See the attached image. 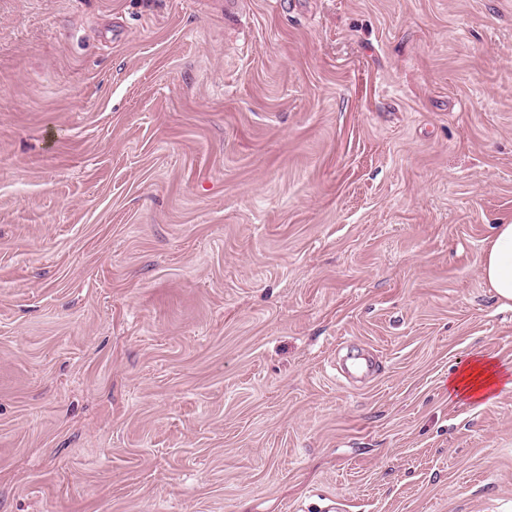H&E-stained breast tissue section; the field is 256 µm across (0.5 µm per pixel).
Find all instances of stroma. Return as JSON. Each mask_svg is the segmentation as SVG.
<instances>
[{
  "mask_svg": "<svg viewBox=\"0 0 512 512\" xmlns=\"http://www.w3.org/2000/svg\"><path fill=\"white\" fill-rule=\"evenodd\" d=\"M509 222L512 0H0V512H512ZM481 274L497 298L512 302V223L495 225L483 255ZM501 383L509 382L508 375L501 376L497 363L478 355L461 372V375L448 383L449 391L475 402H489L494 398Z\"/></svg>",
  "mask_w": 512,
  "mask_h": 512,
  "instance_id": "1",
  "label": "stroma"
}]
</instances>
